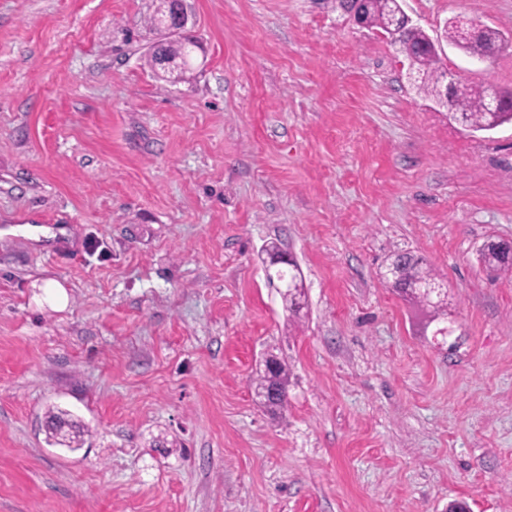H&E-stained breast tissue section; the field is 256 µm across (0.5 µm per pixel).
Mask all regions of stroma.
Segmentation results:
<instances>
[{
	"label": "stroma",
	"instance_id": "35a3bbf8",
	"mask_svg": "<svg viewBox=\"0 0 512 512\" xmlns=\"http://www.w3.org/2000/svg\"><path fill=\"white\" fill-rule=\"evenodd\" d=\"M191 3L204 51L171 84L152 0H0V512H512V273L479 257L512 241V124H457L336 0ZM402 7L512 34V0ZM440 58L512 90V46ZM398 251L446 319L381 278ZM271 355V362L263 363V370L259 371L255 379V393L266 411L276 416L288 405V366L284 360ZM272 390L276 393L268 396ZM264 394H267V398L260 397ZM57 413L54 410L49 411L51 426L48 427V439L52 444L66 447L71 451H74L81 447L83 444L84 431L81 425L74 420V426H70V430L63 432L61 425H57L62 420V415L68 416L69 414L65 411L56 408Z\"/></svg>",
	"mask_w": 512,
	"mask_h": 512
}]
</instances>
